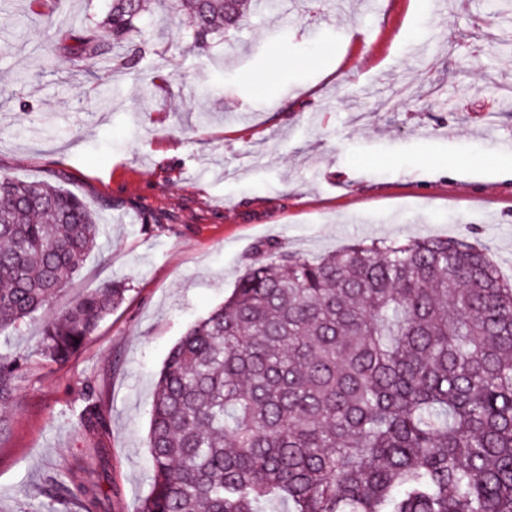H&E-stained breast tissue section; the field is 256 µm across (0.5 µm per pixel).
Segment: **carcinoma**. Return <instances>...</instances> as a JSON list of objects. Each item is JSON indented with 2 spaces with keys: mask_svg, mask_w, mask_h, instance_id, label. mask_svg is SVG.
<instances>
[{
  "mask_svg": "<svg viewBox=\"0 0 512 512\" xmlns=\"http://www.w3.org/2000/svg\"><path fill=\"white\" fill-rule=\"evenodd\" d=\"M193 48L251 0H165ZM145 0H112L50 51L95 65L106 35L142 54ZM96 218L50 182L0 174V328L49 305L96 247ZM231 296L170 351L149 427L154 470L137 512H512V280L469 236L358 241L318 257L258 249ZM99 288L46 322L66 361L124 300ZM21 358L0 355V405ZM80 419L106 424L93 391ZM64 492L93 512L98 489Z\"/></svg>",
  "mask_w": 512,
  "mask_h": 512,
  "instance_id": "1",
  "label": "carcinoma"
}]
</instances>
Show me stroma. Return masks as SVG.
Returning <instances> with one entry per match:
<instances>
[{"label":"stroma","mask_w":512,"mask_h":512,"mask_svg":"<svg viewBox=\"0 0 512 512\" xmlns=\"http://www.w3.org/2000/svg\"><path fill=\"white\" fill-rule=\"evenodd\" d=\"M111 0H0V172L83 199L97 246L50 305L0 331L21 356L0 407V512H37L44 480L100 486L136 512L151 486L150 408L172 347L229 297L265 242L316 257L365 239L478 229L512 279V0H265L193 50L183 19L117 69L46 54L44 18ZM123 303L65 362L44 323L89 291ZM92 390L107 425L79 419Z\"/></svg>","instance_id":"obj_1"}]
</instances>
